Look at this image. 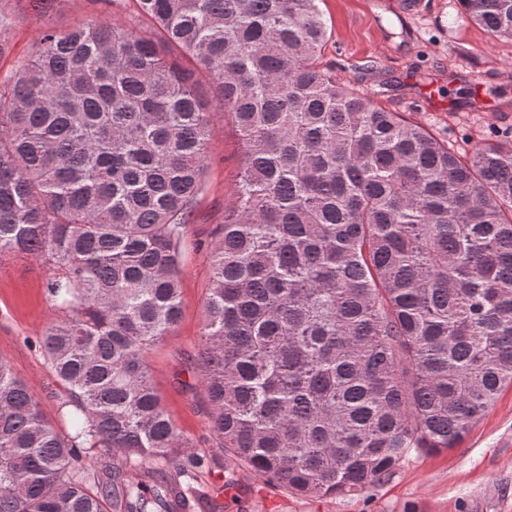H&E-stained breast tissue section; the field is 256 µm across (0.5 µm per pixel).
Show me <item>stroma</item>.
<instances>
[{
	"label": "stroma",
	"mask_w": 512,
	"mask_h": 512,
	"mask_svg": "<svg viewBox=\"0 0 512 512\" xmlns=\"http://www.w3.org/2000/svg\"><path fill=\"white\" fill-rule=\"evenodd\" d=\"M329 40L322 63L340 81L372 90L358 67L375 59L388 80L379 102L430 128L462 153L495 134L512 132V39H490L461 16L458 0H323ZM132 0H55L36 17L29 0H0V81L35 52L44 28L68 29L105 16L134 28ZM242 144L222 113H214L202 190L188 226L181 282L182 318L152 353L154 384L196 453L216 458L191 486L203 490L193 512H512V387L461 445L422 454L389 481L347 497H301L266 484L255 472L229 462L210 433L206 404L193 385L210 267L198 242L232 202ZM50 267L31 259L0 263V356L57 418L56 386L34 340L55 311L48 299ZM232 490H224L226 480Z\"/></svg>",
	"instance_id": "35a3bbf8"
}]
</instances>
